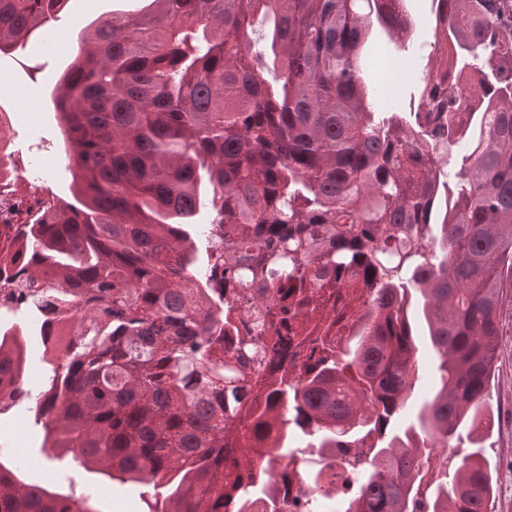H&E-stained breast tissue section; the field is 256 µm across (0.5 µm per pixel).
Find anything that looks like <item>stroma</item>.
<instances>
[{
	"mask_svg": "<svg viewBox=\"0 0 512 512\" xmlns=\"http://www.w3.org/2000/svg\"><path fill=\"white\" fill-rule=\"evenodd\" d=\"M127 0H72L67 13L53 22L50 35L36 38L25 47L0 55V108L7 110L11 125L5 136L15 158L33 166L41 186L62 198L71 196V177L66 169L65 145L57 114L49 102L61 73L70 65L75 43L67 42L65 29L74 22L90 23L126 10ZM414 27L406 50L383 30H375L368 46L390 58L398 76L392 87L376 92L374 103L385 107L396 103L399 111L416 108L423 72L435 65L438 33L431 0H408ZM499 336L494 377L488 402L497 420L481 450L495 481L492 512H512V290H505L498 309ZM42 431L27 407L0 416V452L37 458ZM146 487L129 482L100 486L96 493L99 512H145L142 497Z\"/></svg>",
	"mask_w": 512,
	"mask_h": 512,
	"instance_id": "stroma-1",
	"label": "stroma"
}]
</instances>
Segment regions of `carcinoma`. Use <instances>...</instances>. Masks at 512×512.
Listing matches in <instances>:
<instances>
[{
    "instance_id": "carcinoma-1",
    "label": "carcinoma",
    "mask_w": 512,
    "mask_h": 512,
    "mask_svg": "<svg viewBox=\"0 0 512 512\" xmlns=\"http://www.w3.org/2000/svg\"><path fill=\"white\" fill-rule=\"evenodd\" d=\"M69 0H0V54ZM441 39L416 110H380L372 28L406 0H150L84 28L51 98L72 200L0 225V387L31 397L41 456L153 485L147 512H288L264 455L293 433L344 512H490L479 453L421 493L422 448L494 415L512 273V0H432ZM208 223H198L200 209ZM302 360L280 361L288 321ZM438 360L417 417L415 321ZM60 337L47 336V323ZM0 454V512H98Z\"/></svg>"
}]
</instances>
